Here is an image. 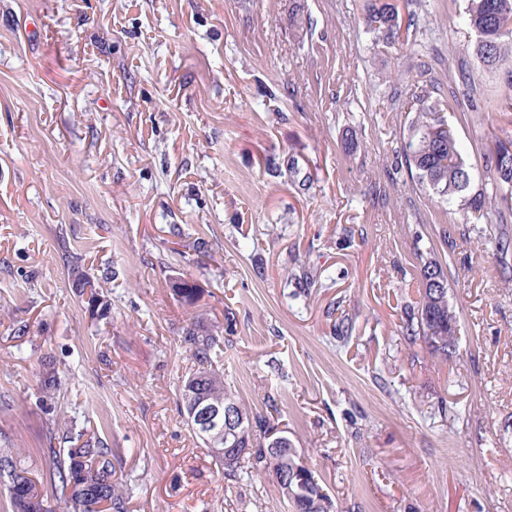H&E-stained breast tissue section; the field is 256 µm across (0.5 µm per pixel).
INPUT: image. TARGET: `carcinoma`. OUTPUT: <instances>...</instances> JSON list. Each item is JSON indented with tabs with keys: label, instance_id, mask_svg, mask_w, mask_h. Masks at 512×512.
Wrapping results in <instances>:
<instances>
[{
	"label": "carcinoma",
	"instance_id": "1",
	"mask_svg": "<svg viewBox=\"0 0 512 512\" xmlns=\"http://www.w3.org/2000/svg\"><path fill=\"white\" fill-rule=\"evenodd\" d=\"M418 0H366L363 24L375 42L397 45L406 51L417 45L415 11ZM465 25L476 37L474 52L482 65L491 71L505 72L512 88V0H465ZM439 88L432 80L410 89V104L416 107L408 136L402 147L408 175L428 191V198L438 206L458 204L461 223L459 235L467 238L468 224H478L487 210L494 207L499 216L498 246L509 251L506 223L512 215V102L495 103L479 119L497 127L493 147L489 149L484 171L478 183H473L471 168L458 149L453 128L445 119ZM80 291L90 287L93 297L103 295L100 285L75 267L71 271ZM423 288L420 301L406 310L401 326L402 335L410 340H424L431 353L448 359L456 354L449 345L456 343L458 321L448 307V277L437 260L421 267ZM184 341L189 343L197 368L188 372L181 384L180 412L190 431L199 439L203 435L190 418L189 407L195 391L202 392L212 402L233 404L246 417L240 431L239 447L246 452L233 458L211 454L224 470V477L240 482L250 480L259 470H273L265 448L274 430L265 417L248 410L224 382V345L219 327L201 321L186 330ZM40 390L50 394L57 390L53 362L42 364ZM42 477H30L24 467L21 451L8 439L0 443V470L10 469L14 477L0 474V486L6 493L10 512H57L51 502L65 504L71 512H126L124 485L116 477L112 449L96 438H88L71 448H50L45 458ZM293 494H286L293 512H312L316 500L323 501L319 512H333V502L310 467L301 470L300 483L292 484Z\"/></svg>",
	"mask_w": 512,
	"mask_h": 512
}]
</instances>
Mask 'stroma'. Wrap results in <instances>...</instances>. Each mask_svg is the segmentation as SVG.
Returning <instances> with one entry per match:
<instances>
[{
  "label": "stroma",
  "mask_w": 512,
  "mask_h": 512,
  "mask_svg": "<svg viewBox=\"0 0 512 512\" xmlns=\"http://www.w3.org/2000/svg\"><path fill=\"white\" fill-rule=\"evenodd\" d=\"M362 3L0 0V434L34 473L70 428L111 448L127 512H290L271 474L225 479L179 411L184 328L230 313L225 381L339 512H512V281L489 233L442 244L459 216L396 167L414 111L392 97L436 58L478 178L494 138L471 99L512 90L474 55L464 0H420L414 56L372 44ZM431 258L449 360L399 331ZM71 275L73 277L74 283L76 284V288H79L81 295H83V293L85 291V287L87 285L90 286V293L87 289L84 294L85 302L86 303L90 302V306H88L89 309L94 305V303H91L90 294L92 297L101 296L105 300V308H106L105 314H106L109 310L110 303H109V300L106 299L107 297L103 294V292L100 291L101 290L100 285L98 283H96L94 280H92L90 277H88L82 270H79V266L73 267V269L71 271ZM104 315L101 314L100 316H104Z\"/></svg>",
  "instance_id": "obj_1"
}]
</instances>
